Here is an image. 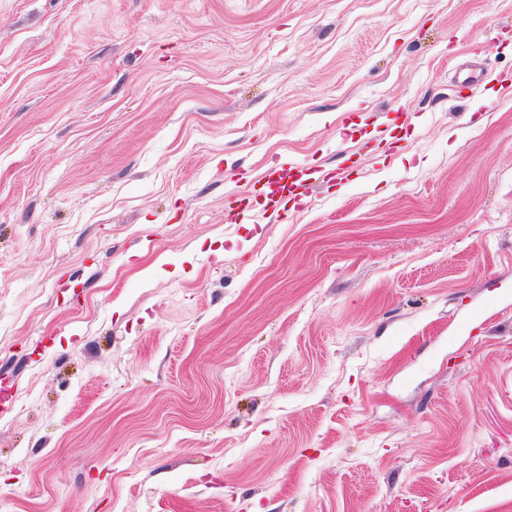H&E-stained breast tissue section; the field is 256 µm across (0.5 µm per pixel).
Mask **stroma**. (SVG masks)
<instances>
[{
    "mask_svg": "<svg viewBox=\"0 0 512 512\" xmlns=\"http://www.w3.org/2000/svg\"><path fill=\"white\" fill-rule=\"evenodd\" d=\"M0 390V512H512V0H0Z\"/></svg>",
    "mask_w": 512,
    "mask_h": 512,
    "instance_id": "1",
    "label": "stroma"
}]
</instances>
